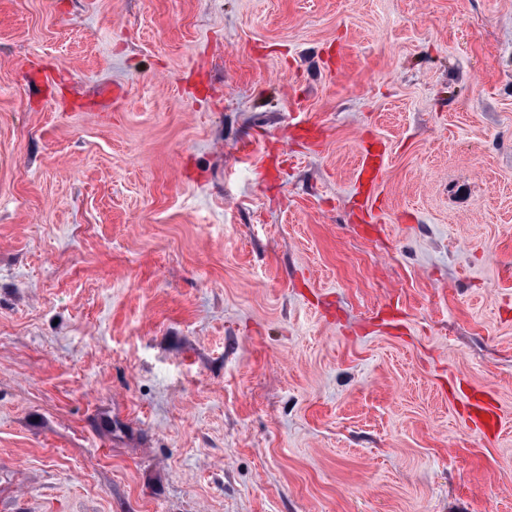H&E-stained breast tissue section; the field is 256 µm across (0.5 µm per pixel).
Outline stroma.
I'll return each instance as SVG.
<instances>
[{
    "mask_svg": "<svg viewBox=\"0 0 512 512\" xmlns=\"http://www.w3.org/2000/svg\"><path fill=\"white\" fill-rule=\"evenodd\" d=\"M0 512H512V0H0ZM384 168V153L378 156L366 155L359 170V179H365L368 189L365 204L371 210L378 196V189Z\"/></svg>",
    "mask_w": 512,
    "mask_h": 512,
    "instance_id": "1",
    "label": "stroma"
}]
</instances>
